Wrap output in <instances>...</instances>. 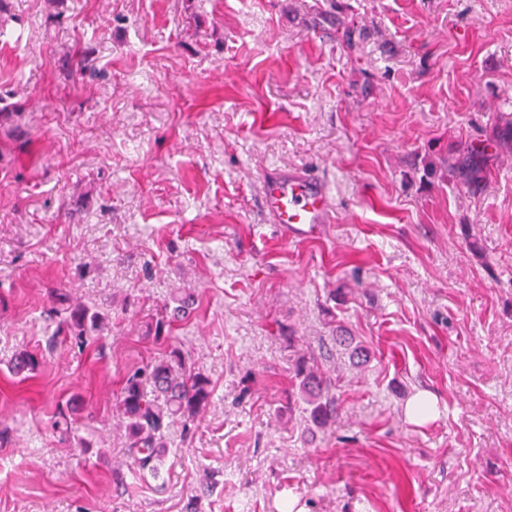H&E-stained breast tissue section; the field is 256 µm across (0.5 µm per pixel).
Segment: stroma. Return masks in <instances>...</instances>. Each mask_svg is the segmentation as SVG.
Wrapping results in <instances>:
<instances>
[{"label": "stroma", "mask_w": 512, "mask_h": 512, "mask_svg": "<svg viewBox=\"0 0 512 512\" xmlns=\"http://www.w3.org/2000/svg\"><path fill=\"white\" fill-rule=\"evenodd\" d=\"M511 122L512 0H0V512H512V146L446 169ZM292 167L336 204L296 242L260 204ZM54 290L104 316L84 349ZM183 293L214 400L136 477L116 398ZM307 351L323 428L277 414ZM434 405L431 395L425 391L417 392L406 404V417L415 423L433 418L432 407Z\"/></svg>", "instance_id": "stroma-1"}]
</instances>
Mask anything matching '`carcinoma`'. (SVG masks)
<instances>
[{
	"label": "carcinoma",
	"instance_id": "1",
	"mask_svg": "<svg viewBox=\"0 0 512 512\" xmlns=\"http://www.w3.org/2000/svg\"><path fill=\"white\" fill-rule=\"evenodd\" d=\"M466 182L477 185L482 181V168L478 157L471 156L457 166ZM175 306L151 317L149 332L156 343L165 346L164 352L151 357L127 371L118 394L120 409L125 418L127 448L132 458L134 473L140 477L160 475L163 456L168 448V430L178 420L182 433L194 432L200 414L211 404L213 388L204 373L196 369L188 353L172 344L173 322L189 315L193 300L174 299ZM62 332L69 343L84 348L92 334L104 327V318L87 306L66 308ZM40 360L34 353L23 351L11 363L17 376L36 372ZM296 396L306 405L309 421L324 426L336 419V398L329 393L324 378L312 356L302 354L289 368ZM54 430L62 438L74 432L71 416L64 410L57 412Z\"/></svg>",
	"mask_w": 512,
	"mask_h": 512
}]
</instances>
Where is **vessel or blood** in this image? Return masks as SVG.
I'll return each mask as SVG.
<instances>
[{
    "instance_id": "vessel-or-blood-1",
    "label": "vessel or blood",
    "mask_w": 512,
    "mask_h": 512,
    "mask_svg": "<svg viewBox=\"0 0 512 512\" xmlns=\"http://www.w3.org/2000/svg\"><path fill=\"white\" fill-rule=\"evenodd\" d=\"M262 207L291 240L312 238L323 225L335 219V203L328 182L302 169L265 174Z\"/></svg>"
}]
</instances>
